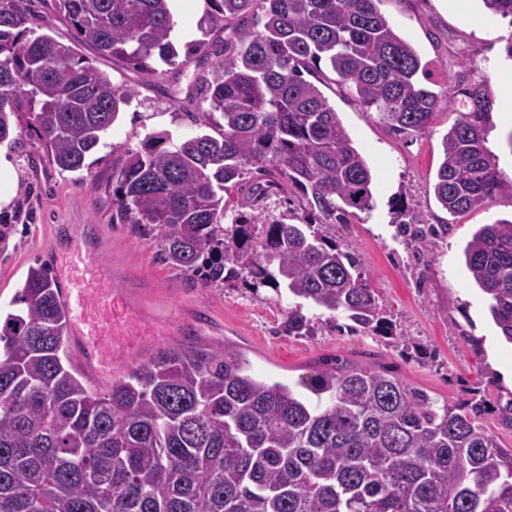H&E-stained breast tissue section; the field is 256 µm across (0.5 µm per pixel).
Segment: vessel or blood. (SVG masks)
Returning <instances> with one entry per match:
<instances>
[{"mask_svg":"<svg viewBox=\"0 0 512 512\" xmlns=\"http://www.w3.org/2000/svg\"><path fill=\"white\" fill-rule=\"evenodd\" d=\"M98 236L84 226L55 251V284L67 311L77 366L90 378L110 376L114 360L106 347L116 336H136L146 320L132 306L129 291L137 287L136 272L117 286L111 270L98 260Z\"/></svg>","mask_w":512,"mask_h":512,"instance_id":"b4317fda","label":"vessel or blood"}]
</instances>
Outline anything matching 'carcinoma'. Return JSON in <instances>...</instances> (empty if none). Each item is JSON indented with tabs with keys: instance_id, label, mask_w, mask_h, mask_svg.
Returning a JSON list of instances; mask_svg holds the SVG:
<instances>
[{
	"instance_id": "carcinoma-1",
	"label": "carcinoma",
	"mask_w": 512,
	"mask_h": 512,
	"mask_svg": "<svg viewBox=\"0 0 512 512\" xmlns=\"http://www.w3.org/2000/svg\"><path fill=\"white\" fill-rule=\"evenodd\" d=\"M169 0H0V144L34 136L46 162L82 170L134 88L78 51L133 65L158 56L183 71ZM231 31L207 43L197 74L208 108L191 132L149 133L112 159V216L156 233L164 262L202 288L241 281L299 300L283 332L307 336L311 309L350 329L391 335L380 297L315 224L241 216L224 223V191L244 171L302 192L310 210L343 218L372 205L374 175L320 87L326 64L399 133L424 132L439 105L429 63L378 11V0H210ZM512 17V0H482ZM78 42L50 34L55 16ZM47 32L38 34L36 28ZM443 138L434 195L448 213L492 200L502 178L485 146V102ZM402 233L432 229L397 212ZM20 213L0 217V253ZM465 265L512 343V220L482 225ZM0 321V512H512V448L482 424L485 400L439 404L379 366L330 360L294 390L249 373L227 348H159L104 392L66 346L53 278L29 268Z\"/></svg>"
}]
</instances>
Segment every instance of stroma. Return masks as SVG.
Returning <instances> with one entry per match:
<instances>
[{"label": "stroma", "instance_id": "1", "mask_svg": "<svg viewBox=\"0 0 512 512\" xmlns=\"http://www.w3.org/2000/svg\"><path fill=\"white\" fill-rule=\"evenodd\" d=\"M380 12L410 42L434 72L431 91L441 95L429 127L421 133H394L376 109L365 108L344 85L325 80L321 89L374 175L370 210L325 220L323 228L344 251L355 254L379 295L396 343L350 331L347 320L320 314L310 336H290L282 323L289 306L269 289L252 291L230 282L221 288L193 286L179 270L160 259L153 235L112 220V155L139 148L144 135L185 128L180 115L205 105L195 91L199 42L217 35L219 23L208 0H170L175 28L171 40L187 67L178 79L152 76L149 70L98 55L89 46L80 53L113 82L135 87L137 94L78 172L48 166L33 139L22 149L0 145V187L11 193L0 201V214L24 205L31 219L16 225L10 248L0 254V311L11 302L30 267L45 264L62 224H95L105 240L100 257L119 274L133 270L145 287L137 303L146 313L149 333L136 350L116 348L121 372L161 347L220 348L242 352L251 374L293 384L320 364L344 357L359 364L377 363L439 402L456 403L480 388L490 396L512 391V343L494 323L483 294L470 278L463 250L485 224L512 217V148L500 125V108L512 102V60L504 48L512 39V22L494 16L481 0H466L462 10L448 11L444 0H379ZM479 84L487 111L483 115L486 146L496 157L503 182L486 206L450 215L436 201L432 183L442 160V142L461 111L460 94ZM454 89L445 101L446 89ZM253 173L225 193L228 218L239 215L301 217L306 202L269 192L259 204L248 197ZM406 209L434 228L432 251L417 258L406 237L397 233L395 212ZM180 335H169L171 325ZM480 340L475 356L464 336Z\"/></svg>", "mask_w": 512, "mask_h": 512}]
</instances>
